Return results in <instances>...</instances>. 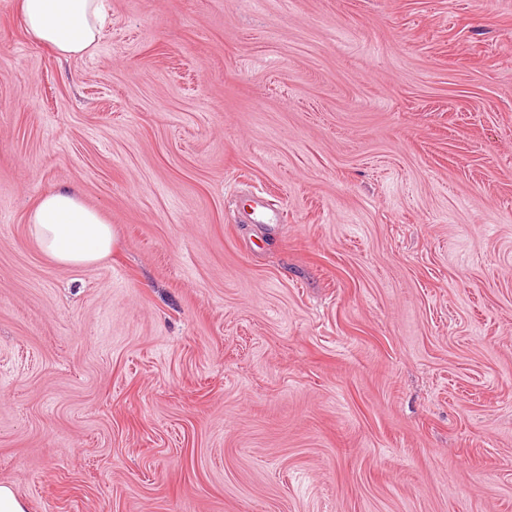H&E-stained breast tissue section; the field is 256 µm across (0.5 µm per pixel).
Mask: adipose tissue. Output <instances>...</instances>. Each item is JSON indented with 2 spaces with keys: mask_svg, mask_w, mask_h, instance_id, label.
<instances>
[{
  "mask_svg": "<svg viewBox=\"0 0 512 512\" xmlns=\"http://www.w3.org/2000/svg\"><path fill=\"white\" fill-rule=\"evenodd\" d=\"M19 10L26 33L64 58L91 53L101 39L104 0H19ZM27 222L42 253L62 266L90 265L112 250L111 225L67 188L45 192Z\"/></svg>",
  "mask_w": 512,
  "mask_h": 512,
  "instance_id": "ef3b65f1",
  "label": "adipose tissue"
}]
</instances>
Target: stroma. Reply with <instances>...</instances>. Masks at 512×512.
Returning a JSON list of instances; mask_svg holds the SVG:
<instances>
[{
	"label": "stroma",
	"instance_id": "35a3bbf8",
	"mask_svg": "<svg viewBox=\"0 0 512 512\" xmlns=\"http://www.w3.org/2000/svg\"><path fill=\"white\" fill-rule=\"evenodd\" d=\"M114 233L63 267L29 209ZM0 484L27 512H512V0H0ZM26 33L64 58L91 53L101 39L104 0H19ZM27 224L42 253L62 266L90 265L112 250L111 224L71 189L45 192L28 213Z\"/></svg>",
	"mask_w": 512,
	"mask_h": 512
}]
</instances>
